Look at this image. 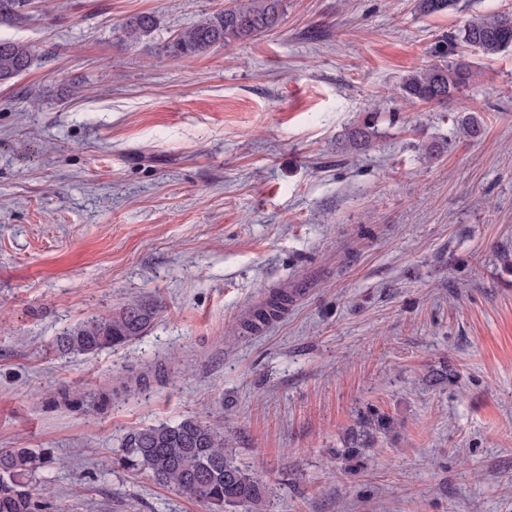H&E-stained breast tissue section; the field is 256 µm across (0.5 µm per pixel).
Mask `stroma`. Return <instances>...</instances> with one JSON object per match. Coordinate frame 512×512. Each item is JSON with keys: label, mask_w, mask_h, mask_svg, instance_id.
Listing matches in <instances>:
<instances>
[{"label": "stroma", "mask_w": 512, "mask_h": 512, "mask_svg": "<svg viewBox=\"0 0 512 512\" xmlns=\"http://www.w3.org/2000/svg\"><path fill=\"white\" fill-rule=\"evenodd\" d=\"M225 2L0 17L37 50L0 86V448L47 452L44 512H201L119 463L184 418L223 432L266 512H512V51L468 50L447 105L398 96L512 0H285L272 31L175 61ZM143 12L157 29L128 39ZM276 288L287 312L245 331ZM131 301L158 308L141 336L59 352ZM158 25V19L152 14H139L131 17L125 22V36L133 41L141 40L152 34Z\"/></svg>", "instance_id": "1"}]
</instances>
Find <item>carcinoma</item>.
Wrapping results in <instances>:
<instances>
[{
  "mask_svg": "<svg viewBox=\"0 0 512 512\" xmlns=\"http://www.w3.org/2000/svg\"><path fill=\"white\" fill-rule=\"evenodd\" d=\"M458 0H418V9L432 14L454 9ZM30 0H0V16L19 15ZM283 12V0H250L224 8L180 31L172 41L174 57L187 63L215 46L230 47L238 41L274 29ZM158 19L139 14L125 22V36L138 41L152 34ZM474 48L485 56L512 49V11L472 17L457 32L441 41L439 60L408 74L399 87L409 103L436 105L468 88L476 69L462 56ZM35 47L21 40H0V85L8 84L33 66ZM453 123L470 138L482 134L481 119L471 113L453 117ZM374 122L367 120L350 135L356 149L369 145ZM288 291L268 294L248 328H258L288 306ZM156 316L154 306L132 301L109 316L93 317L58 337L63 353L94 355L142 335ZM42 456L32 448H0V512H41V493L36 474ZM121 464L149 473L159 486L175 488L199 503L207 512L245 507L265 512V487L255 474L240 466L224 440L210 424L184 418L130 433L124 443Z\"/></svg>",
  "mask_w": 512,
  "mask_h": 512,
  "instance_id": "carcinoma-1",
  "label": "carcinoma"
}]
</instances>
